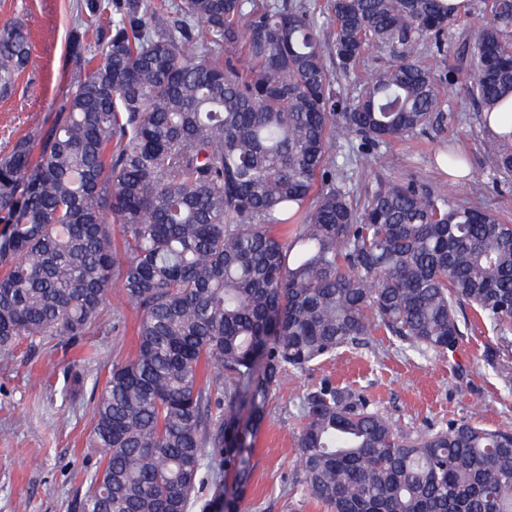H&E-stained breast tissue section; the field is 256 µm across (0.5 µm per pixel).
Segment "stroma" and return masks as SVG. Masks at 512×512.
Segmentation results:
<instances>
[{
  "mask_svg": "<svg viewBox=\"0 0 512 512\" xmlns=\"http://www.w3.org/2000/svg\"><path fill=\"white\" fill-rule=\"evenodd\" d=\"M86 0H0V23L16 18L32 38V58L10 95L0 97V150L51 123L75 69L70 55L73 29L86 17ZM486 14L483 0H471L448 32V51L436 55L417 48L420 62L436 73L457 66V54ZM444 131H432L380 145V165L355 160L344 140L331 143V156L347 176L357 201L376 177L402 180L452 200L493 210L512 223V175L495 171L484 150L488 137L482 112L460 93L458 82L439 85ZM462 149L469 180L452 181L441 153ZM481 180V194L469 192ZM138 312L108 299L90 336L79 343L57 336L45 344L0 347V512H68L84 492L97 460L87 439L93 424L91 382L105 383L113 364L133 354ZM463 335L450 354L417 352L387 330L359 347H343L307 367L290 371L286 388L276 392L270 415L256 443L249 512H327L307 499L297 471V437L306 392L325 384L346 386L364 396L403 430L440 429L472 419L489 429L512 428V333L500 336L488 320L465 308ZM499 358H492V351ZM79 367L88 381L77 396L64 397L67 373Z\"/></svg>",
  "mask_w": 512,
  "mask_h": 512,
  "instance_id": "stroma-1",
  "label": "stroma"
}]
</instances>
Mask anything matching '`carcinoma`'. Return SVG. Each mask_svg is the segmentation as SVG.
<instances>
[{
	"label": "carcinoma",
	"mask_w": 512,
	"mask_h": 512,
	"mask_svg": "<svg viewBox=\"0 0 512 512\" xmlns=\"http://www.w3.org/2000/svg\"><path fill=\"white\" fill-rule=\"evenodd\" d=\"M110 13L49 126L0 155V346L88 334L108 292L140 309L136 350L97 394L99 459L70 512H245L274 392L298 369L383 327L453 352L458 312L512 328V224L381 180L354 203L328 140L368 146L444 126L448 0H331L327 15L269 0H90ZM464 43L466 97L512 98V0H488ZM394 64L334 90L365 54ZM31 62L21 20L0 25V94ZM511 141L484 143L512 173ZM121 227V239L112 225ZM297 225L289 236L278 229ZM299 467L329 512H512V430L470 419L411 434L358 393L303 398ZM216 470L206 481L202 457Z\"/></svg>",
	"instance_id": "1"
}]
</instances>
